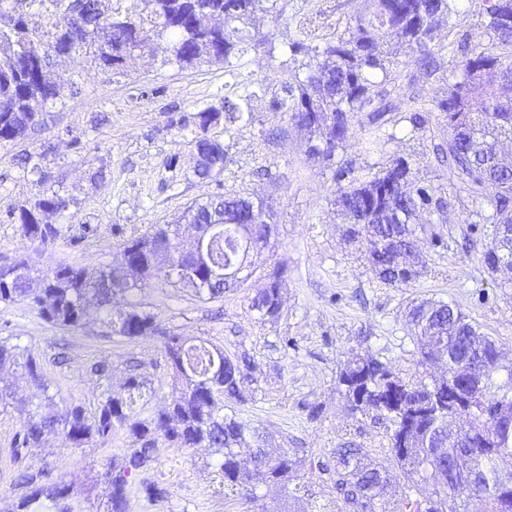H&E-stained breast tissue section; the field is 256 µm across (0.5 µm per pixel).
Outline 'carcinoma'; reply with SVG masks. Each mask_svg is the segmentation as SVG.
<instances>
[{
	"label": "carcinoma",
	"mask_w": 512,
	"mask_h": 512,
	"mask_svg": "<svg viewBox=\"0 0 512 512\" xmlns=\"http://www.w3.org/2000/svg\"><path fill=\"white\" fill-rule=\"evenodd\" d=\"M34 12H49L56 22L50 31L31 36L25 14L16 12L0 23V143L27 136L34 128L33 104L54 102L69 78L54 82L45 72V57L80 55L103 70H121L136 52L160 54L164 61L181 66L229 64L231 59L258 48L266 35L258 31L245 42L243 29L255 25L260 14L282 11L275 0H129L122 11L105 9L103 0H26ZM454 0H362L355 23L347 35H339L310 48L313 55L294 70L283 86V95L272 100L274 110L304 132L310 153L328 159L351 137L359 112H371L377 134L361 141L368 154L382 152L385 113L391 111L377 73L388 76L400 64L399 56L413 54L428 74L435 72V53L452 55L456 81L447 96L429 105L411 97L408 111L412 127L424 128L425 112L438 113L448 131L443 151L448 168L473 198L492 188L494 224L490 246L482 254L487 273H497L512 261V169L500 163L502 141L512 140V0H472L481 18L484 36L461 34L455 43L435 42V22L452 20ZM252 94L222 106H208L197 113L201 134L189 141L201 159L193 175L201 182L224 170L226 149L207 134L218 124L212 113L227 112L235 121L248 120ZM409 161L398 157L371 174H360L349 163L335 170L336 194L348 237L365 246V259L376 278L394 287L408 286L424 266V243L443 244L432 233L424 240L428 214L445 212L449 202L427 183L409 179ZM36 206L65 213L71 199L46 189L34 198ZM20 236L43 245L54 243L57 227L30 223L24 210L10 211ZM271 218L261 202L232 198L220 202L209 197L189 206L172 224L122 244V255L142 272L167 284L187 283L201 298L219 299L236 287L223 278L226 268L247 264L246 240L257 247L268 245L264 227ZM217 224L206 242L210 264L194 270L179 264L190 243L179 237L178 225ZM21 256L0 265V301H28L47 322L65 327L81 325L85 309L95 301L105 314L110 333L128 339L161 335L163 352L178 381L179 394L169 406L149 417H140L136 404L144 378L130 374L119 391H104L93 412L76 404L52 416L29 413L19 433L15 453L36 447L43 436L62 430L76 448H91L96 438L124 430L141 442L129 453L102 460L97 472L105 512H125L131 494L130 477L154 461L159 442L170 448H212L217 455L216 473L231 495L266 512L260 486L277 487L284 496L301 489L304 460L283 450L270 454L250 447L247 437L256 434L249 420L224 415V399L241 397L251 360L224 355L206 342L191 343L162 328L151 313L134 309L112 318L113 304L127 301L142 288L110 267L96 275L65 265L40 278ZM282 276L275 270L254 289L252 307L262 319L273 321L282 312ZM415 329L424 368L436 361L447 365L442 377L419 373L402 377L377 359L352 357L339 373L349 411L384 421L389 449L400 476L415 491L400 501L389 498L391 475L371 461L369 450L348 445L335 450L334 489L337 512H465L472 499L484 504V512H512V489H503L497 462L512 457V425L495 420V413H512V397L493 391L500 371L512 379V365L502 362L499 347L479 331L460 308L444 301H423L408 311ZM24 369L33 398L49 401L51 383L40 363L18 344L0 343V367ZM470 419L473 435L468 447L448 442L450 419ZM433 495L423 493L428 481ZM15 485L22 489L15 512H83L82 491L63 474L53 475L43 465L20 470Z\"/></svg>",
	"instance_id": "carcinoma-1"
}]
</instances>
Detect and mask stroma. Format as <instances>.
<instances>
[{"label":"stroma","instance_id":"1","mask_svg":"<svg viewBox=\"0 0 512 512\" xmlns=\"http://www.w3.org/2000/svg\"><path fill=\"white\" fill-rule=\"evenodd\" d=\"M282 3L280 20L262 19L268 44L226 65L182 67L137 56L120 73L110 74L82 57L63 63L61 71L74 77L76 91L40 106L39 123L25 139L0 144V264L23 255L44 274L61 265L94 273L115 264L124 240L170 223L194 202L218 193L264 200L275 232L252 261L259 277L276 267L286 271L278 320H262L251 306L253 290L246 286L211 301L193 289L145 276L136 302L175 334L250 358L243 398L228 402V409L251 420L269 447L295 451L306 461L305 490L289 501L277 489L266 490L268 512H279L285 503L292 512H336L327 471L336 448L353 443L370 450L382 466L396 467L383 422L350 414L338 383L343 364L358 355L387 362L401 374L413 373L418 343L404 312L411 302L428 298L456 304L512 362V270L491 276L482 266L491 241L492 200L469 197L438 158L436 147L448 134L437 114L428 113L422 131L413 130L404 115L409 97L446 96L451 58L438 60L437 71L428 76L416 58L406 56L388 75L384 87L395 110L386 125L391 138L381 153H364L351 139L333 160L314 157L303 133L270 107L297 67L283 48L304 28L319 40L344 33L361 0ZM248 92L252 122L212 127V135L226 146L227 162L212 180L199 182L189 147L197 112L222 97ZM28 153L41 155L52 174L49 187L73 200L69 212L52 217L60 235L49 247L22 238L9 216L44 188L21 163ZM397 157L409 159L414 179L431 184L449 202L445 212L431 217L430 229L442 236V246L427 249L421 275L403 288L379 281L364 259L363 245L346 238L334 178L338 164L349 162L367 173ZM98 170L103 179L92 180ZM0 341L26 346L39 360L51 382L52 398L40 407L44 414L71 404L95 410L102 392L119 389L133 363L146 380L147 413L173 398L172 370L160 338L110 334L94 306L79 328L70 329L46 322L28 302L0 301ZM102 359L112 367L107 380L91 371ZM23 420L13 409L0 413V512H13L19 495L14 477L24 466L49 464L81 488L108 452L136 446L134 438L119 431L95 447L75 449L59 432L19 459L14 441ZM210 459L205 448L159 445L154 462L132 481L162 483L168 495L151 502L132 492L127 512H249V503L225 494Z\"/></svg>","mask_w":512,"mask_h":512}]
</instances>
